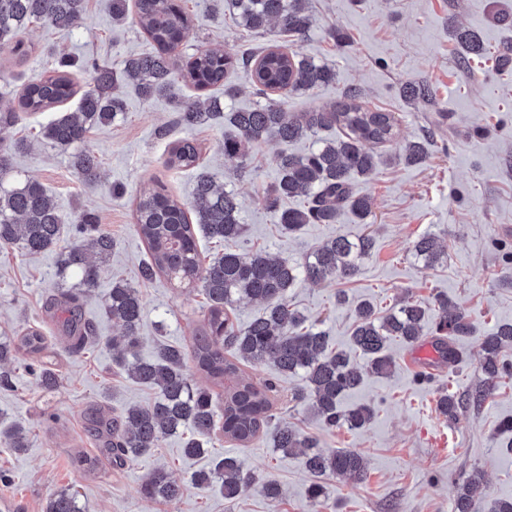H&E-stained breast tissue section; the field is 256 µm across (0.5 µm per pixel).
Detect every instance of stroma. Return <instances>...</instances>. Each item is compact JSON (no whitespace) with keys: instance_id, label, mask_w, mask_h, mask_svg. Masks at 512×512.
Returning <instances> with one entry per match:
<instances>
[{"instance_id":"stroma-1","label":"stroma","mask_w":512,"mask_h":512,"mask_svg":"<svg viewBox=\"0 0 512 512\" xmlns=\"http://www.w3.org/2000/svg\"><path fill=\"white\" fill-rule=\"evenodd\" d=\"M111 3L87 0L82 27L71 31L28 24L21 39L31 49L29 56L19 62L0 55V109L14 105L23 83L51 68L56 54L98 59L119 69L126 58L152 52L135 21L113 24ZM185 6L195 16L186 48L204 43L234 57L272 39L271 33L239 27L222 0H186ZM309 7L312 28L306 36L288 39L287 48L334 66L336 80L289 95V111L336 101L346 86L356 85L370 107L396 119L394 137L382 148L376 172L353 180L356 192L372 201V223H358L345 212L336 223L308 224L295 236L284 234L263 202L278 176L280 144L269 141L252 148L245 169L237 170L220 147L223 127L189 130L175 124L173 97L197 94L182 82L169 98L146 100L126 89L124 117L96 126L85 142L100 161V176L91 185L74 173L68 154L42 138L41 129L53 113L22 116L15 127L14 138L26 148L14 154L12 170L1 182L9 187L40 181L67 221L81 210L93 211L116 247L103 264L98 292L81 300L97 341L78 355L68 353L64 335L47 311L51 298L76 287V277L60 275L57 252L0 249V341L13 339L24 324H41L58 368L56 387L45 390L28 373L26 353L7 366L12 387L0 389V420L21 422L28 430V446L21 452L0 447V470L10 477L9 483L0 482V512H41L51 494L67 488L77 490L83 512H170L141 492L145 476L157 468L167 469L184 486L177 512H312V478L302 458L279 452L268 440L248 448L219 441L209 454L188 458L181 452V437L174 435L151 455L126 465L102 461L91 476L75 463L78 453L97 452L91 431L97 409L114 415L125 405H146L155 398L153 390L116 368L112 350L104 344L118 333L102 308V294L113 279H124L139 291L142 355H151L161 342L186 345L202 318L199 289L178 287L166 277L138 279L147 249L136 231L133 201L153 178L167 181L181 199H190L192 171H170L163 164L169 144L184 138L200 145L220 183L244 201L239 249H263L300 261L339 235L374 238L375 251L354 278L317 286L299 281L288 290L292 307L325 329L332 346L349 351L358 367H366L367 360L353 350L350 337L353 307L364 299L387 310L405 299L430 308L436 298L445 297L464 310L475 330L474 337L457 341V364L429 360L426 377L415 363L418 346L391 342L392 370L366 376L342 399L345 409L374 408L372 422L359 430L328 429L306 404L295 401L301 376H277L269 364L249 367L254 379H279L272 426L294 424L326 453L350 448L365 456L363 478L326 477L324 512H451L459 487L476 473L483 476L485 501L512 497L511 440L497 433L498 424L512 418V379L498 381L480 406L458 418L437 410L440 393L464 398L482 387L478 339L498 324L512 322V267L502 262L498 250L499 243L512 244V67L496 68L489 58L463 68L452 38L453 28L461 25L493 48L511 45L512 29L497 23L495 15L512 11V0H309ZM418 80L433 85L436 105L411 103L402 96V87ZM438 111L449 115L440 128L433 125ZM162 126L169 129L164 139L157 136ZM429 133L434 136L429 159L419 166L400 162L405 145ZM116 183L123 185L124 196L113 194ZM425 234L439 236L447 245L429 267L413 250ZM340 292L347 298L342 305L336 302ZM224 454L236 457L256 478L232 500L225 499L219 486L204 490L193 481L196 472L212 468L215 457ZM269 479L280 484V499L262 494L260 484Z\"/></svg>"}]
</instances>
